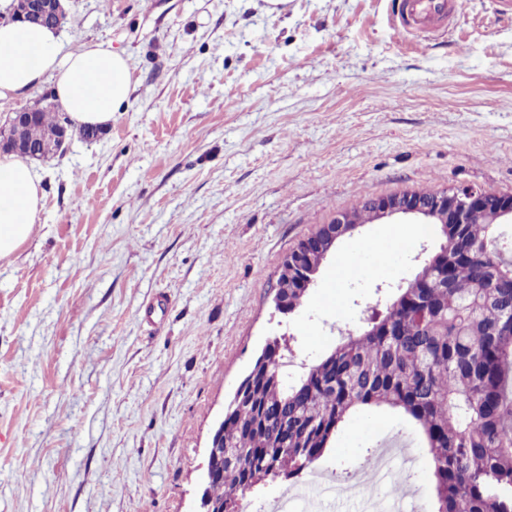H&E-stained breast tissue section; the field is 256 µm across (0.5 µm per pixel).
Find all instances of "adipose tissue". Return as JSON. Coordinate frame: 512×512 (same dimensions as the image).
Listing matches in <instances>:
<instances>
[{
  "label": "adipose tissue",
  "mask_w": 512,
  "mask_h": 512,
  "mask_svg": "<svg viewBox=\"0 0 512 512\" xmlns=\"http://www.w3.org/2000/svg\"><path fill=\"white\" fill-rule=\"evenodd\" d=\"M52 80L72 123L103 126L128 101L131 65L124 53L101 44L63 51L57 29L0 22V100ZM44 206L39 173L26 161L0 158V261L31 238Z\"/></svg>",
  "instance_id": "obj_1"
}]
</instances>
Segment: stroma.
<instances>
[{"mask_svg":"<svg viewBox=\"0 0 512 512\" xmlns=\"http://www.w3.org/2000/svg\"><path fill=\"white\" fill-rule=\"evenodd\" d=\"M65 4L64 49L125 51L133 86L37 163L43 210L0 265V512H194L267 339L320 359L443 238L361 225L288 316L284 257L372 197L512 193V8L449 0L447 31L399 37L392 0ZM375 248L388 268L337 279ZM401 421L355 413L322 465L345 476Z\"/></svg>","mask_w":512,"mask_h":512,"instance_id":"35a3bbf8","label":"stroma"}]
</instances>
